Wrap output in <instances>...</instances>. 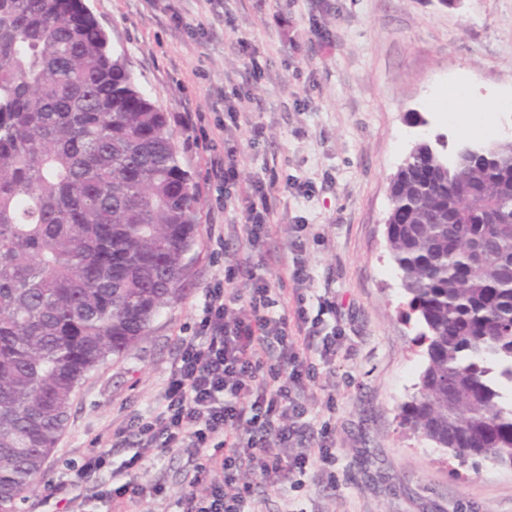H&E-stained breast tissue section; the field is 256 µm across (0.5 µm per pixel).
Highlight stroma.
I'll return each mask as SVG.
<instances>
[{
	"label": "stroma",
	"instance_id": "obj_1",
	"mask_svg": "<svg viewBox=\"0 0 512 512\" xmlns=\"http://www.w3.org/2000/svg\"><path fill=\"white\" fill-rule=\"evenodd\" d=\"M124 53L139 87L170 117L202 209L181 298L149 336L90 372L43 474L21 505L41 512L48 486L68 479L100 450L99 437L152 414L182 338L192 334L206 289L224 276L239 244L216 243L242 223L210 172L233 151L245 197L259 179L270 192L271 279L285 276L279 251L305 225L314 280L310 313L328 294L345 331L329 380L334 409L310 404L313 426L329 425L334 475L273 485L246 472L262 512H512V470L460 462L401 423L424 357L417 328L399 312L406 298L385 237L390 181L415 141L467 140L477 112H453L440 93L465 83L472 102L512 113V0H86ZM259 50L262 71L245 70L239 42ZM265 128L260 141L225 132L227 111ZM311 184L299 196L295 184ZM193 460L181 448L134 476L139 512H177Z\"/></svg>",
	"mask_w": 512,
	"mask_h": 512
}]
</instances>
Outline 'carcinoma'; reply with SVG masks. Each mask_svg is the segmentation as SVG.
<instances>
[{
    "instance_id": "obj_1",
    "label": "carcinoma",
    "mask_w": 512,
    "mask_h": 512,
    "mask_svg": "<svg viewBox=\"0 0 512 512\" xmlns=\"http://www.w3.org/2000/svg\"><path fill=\"white\" fill-rule=\"evenodd\" d=\"M422 147L390 257L426 364L403 422L465 462L512 448V142ZM201 199L168 113L84 0H0V512L32 490L86 375L179 296Z\"/></svg>"
}]
</instances>
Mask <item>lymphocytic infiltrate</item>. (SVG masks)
<instances>
[{"label":"lymphocytic infiltrate","mask_w":512,"mask_h":512,"mask_svg":"<svg viewBox=\"0 0 512 512\" xmlns=\"http://www.w3.org/2000/svg\"><path fill=\"white\" fill-rule=\"evenodd\" d=\"M270 189L257 181L242 202L243 224L230 225L241 246L223 279L207 288L202 316L180 343L158 411L113 431V447H132L133 455L118 469L109 451L89 458L72 479L53 486V512H85L82 487L100 471L109 477L99 497L134 504L132 471L151 466L172 448L189 449L196 459L193 491L177 502L181 512H251L253 488L240 480L245 470L281 484L306 475L313 462L335 466L328 426L319 430L317 449L307 448L306 416L344 331L324 320L336 311L332 298L320 297L318 315L307 308L313 273L297 236L285 246L292 256L293 314H273L276 290L261 252L270 238ZM198 487L206 488L205 496L195 495Z\"/></svg>","instance_id":"obj_1"}]
</instances>
